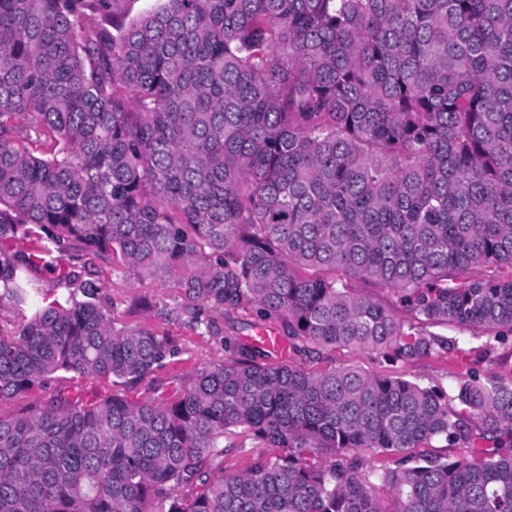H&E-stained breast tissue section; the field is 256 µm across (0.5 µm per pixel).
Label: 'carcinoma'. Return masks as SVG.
I'll return each mask as SVG.
<instances>
[{"label": "carcinoma", "instance_id": "cac0c4a2", "mask_svg": "<svg viewBox=\"0 0 512 512\" xmlns=\"http://www.w3.org/2000/svg\"><path fill=\"white\" fill-rule=\"evenodd\" d=\"M123 2L0 0V512H512V379L436 332L512 340V0ZM118 268L274 339L143 395ZM336 367L347 363H356L370 372H385L391 370L392 365L387 364L381 357L375 354H363L358 357L349 355L346 351H336L334 362ZM455 372H457L455 364L446 360H431L405 370L407 377L411 379L421 380L424 383L438 380L448 388L455 382Z\"/></svg>", "mask_w": 512, "mask_h": 512}]
</instances>
